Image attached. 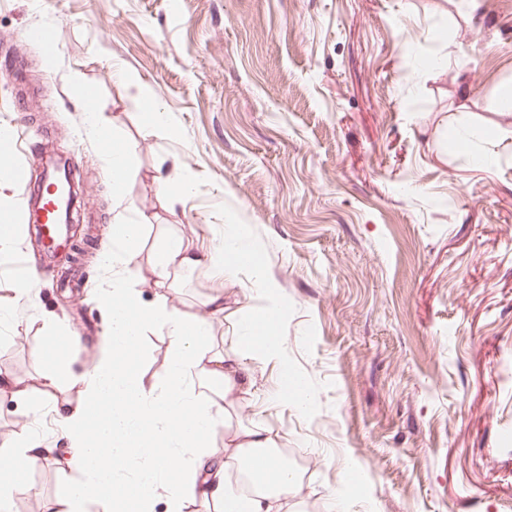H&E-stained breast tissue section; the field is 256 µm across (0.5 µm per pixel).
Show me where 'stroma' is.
I'll return each mask as SVG.
<instances>
[{"label":"stroma","instance_id":"stroma-1","mask_svg":"<svg viewBox=\"0 0 512 512\" xmlns=\"http://www.w3.org/2000/svg\"><path fill=\"white\" fill-rule=\"evenodd\" d=\"M42 27L57 43L51 67ZM414 37L440 62L402 83ZM74 69L127 152L125 197L84 133ZM510 90L512 0H0V124L14 129L0 208L22 226L0 258V297L22 262L39 271L0 326V371L37 377L53 329L69 337L53 407L0 392V436L33 429L37 447H62L57 413L79 406L73 380L104 347L112 224L150 220L138 245L146 300L156 234L207 250L235 224L256 267L227 282L196 271L170 305L195 314L215 292L238 297L240 312L213 320L227 337L267 296L279 301L284 344L253 363L238 419L276 434L304 475V512H324L337 491L351 512H512ZM150 106L170 128L149 124ZM472 129L495 132L482 166L476 145L448 146L449 131ZM30 140L57 144L83 174L98 247L77 296L23 227ZM185 174L192 193L167 206L159 178ZM287 371L304 380L306 409L282 397ZM75 477L64 461L38 464L15 512H50Z\"/></svg>","mask_w":512,"mask_h":512}]
</instances>
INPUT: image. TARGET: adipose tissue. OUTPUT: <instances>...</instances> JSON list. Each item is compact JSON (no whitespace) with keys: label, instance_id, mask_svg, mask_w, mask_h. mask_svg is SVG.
Returning a JSON list of instances; mask_svg holds the SVG:
<instances>
[{"label":"adipose tissue","instance_id":"adipose-tissue-1","mask_svg":"<svg viewBox=\"0 0 512 512\" xmlns=\"http://www.w3.org/2000/svg\"><path fill=\"white\" fill-rule=\"evenodd\" d=\"M89 133L106 147L112 188L124 196L130 170L127 153L114 143L96 99L83 96ZM146 221L112 226V247L103 264L114 268L101 292L108 317L107 349L80 377L84 406L57 419V432L70 448L66 465L78 479L53 512H190L194 502L213 512H288L302 499L304 478L277 453V439L259 425L237 423V406L249 394L251 369L242 353L276 354L280 310L268 302L261 314L236 328L224 347L213 345L211 319L225 310V296L205 302L202 315L186 316L168 305L184 274L204 269L233 279L254 265L234 225H226L221 243L199 252L180 235L158 239L152 256L157 295L142 301L135 286V250ZM154 329L170 339L160 383H146L138 370L142 338ZM224 430V463L213 461L210 440ZM35 439L23 432L0 441V512H12L23 489V470L31 468ZM249 468L250 488L242 490L227 476L230 467Z\"/></svg>","mask_w":512,"mask_h":512}]
</instances>
